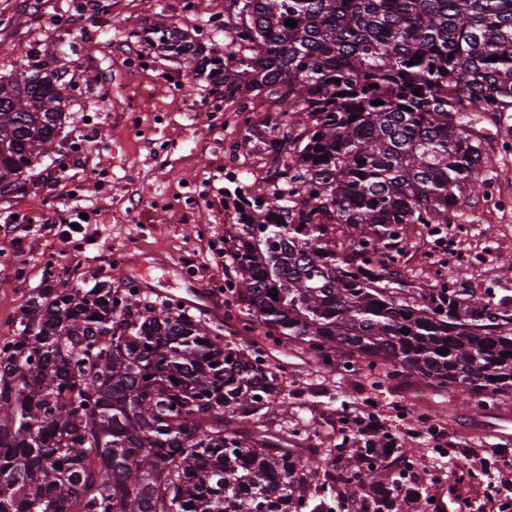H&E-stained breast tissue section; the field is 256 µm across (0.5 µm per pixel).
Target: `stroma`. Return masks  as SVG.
Here are the masks:
<instances>
[{"label":"stroma","mask_w":512,"mask_h":512,"mask_svg":"<svg viewBox=\"0 0 512 512\" xmlns=\"http://www.w3.org/2000/svg\"><path fill=\"white\" fill-rule=\"evenodd\" d=\"M187 0H0V73L24 63L57 70L69 87L70 119L63 141L50 144L36 162L25 190L0 197V225L20 208L37 217V226L19 233H0V332L7 331L19 309L38 288L59 281L41 263L45 237L56 240L57 251L74 270L68 285L88 288L112 269L107 258L128 251L136 273L149 274L144 296L182 288L183 267L195 262L196 282L221 309L234 303L222 285L234 272L224 255H212V242L231 232L224 214V143L239 141L247 122L264 115L250 113L234 119L223 132L212 124L214 106L224 99L210 82L193 77L175 59L144 40L158 17L202 42L224 47V0H204L200 9H187ZM77 16L75 27L57 30L54 17ZM138 50L151 64L140 70L121 65L122 56ZM120 83L128 99L139 100L141 122L156 126L168 146L157 158L134 139L122 112L123 104L105 90ZM495 144L493 163L481 176L495 184L501 201L490 207L484 193L463 197L448 214L445 249L421 224L405 225L402 253L392 270L428 288L439 278L448 284L463 280L477 295L512 297V116L489 126ZM78 189V200H59L57 178ZM204 185L198 212L185 215L158 205V197L177 198L187 188ZM92 210L75 240L62 239L57 223L74 205ZM457 255L456 268H445V251ZM25 253L31 264L25 276L6 269L13 253ZM269 363L279 366L287 411L270 407L275 428L298 434L304 444L336 447L347 429L339 418L344 407L372 411L388 419L394 431L413 429L414 457L423 462L416 476L440 498L444 512H468L469 503H498L512 497V428L499 431L497 415L512 414V394L470 399L458 387H429L423 407L415 405V390L400 380L371 374L366 362L337 360L336 368H321L311 354H282L271 350ZM457 435L475 447L494 449V456L461 465L454 449L435 448L431 428ZM505 455H497V448Z\"/></svg>","instance_id":"1"}]
</instances>
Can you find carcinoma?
Returning <instances> with one entry per match:
<instances>
[{
	"instance_id": "obj_1",
	"label": "carcinoma",
	"mask_w": 512,
	"mask_h": 512,
	"mask_svg": "<svg viewBox=\"0 0 512 512\" xmlns=\"http://www.w3.org/2000/svg\"><path fill=\"white\" fill-rule=\"evenodd\" d=\"M152 31L235 111L287 117L242 140L288 143L277 183L224 188L250 332L328 369L357 356L389 377L512 393V298L423 288L388 264L402 225L446 224L459 195L486 187L494 147L479 122L512 112V0H225L219 55ZM66 119L59 76L0 75V194ZM330 224L375 257L336 250ZM118 276L38 289L0 337V512H399V495L420 512L410 449L271 432L281 381L256 367L261 350L178 303L112 289Z\"/></svg>"
}]
</instances>
